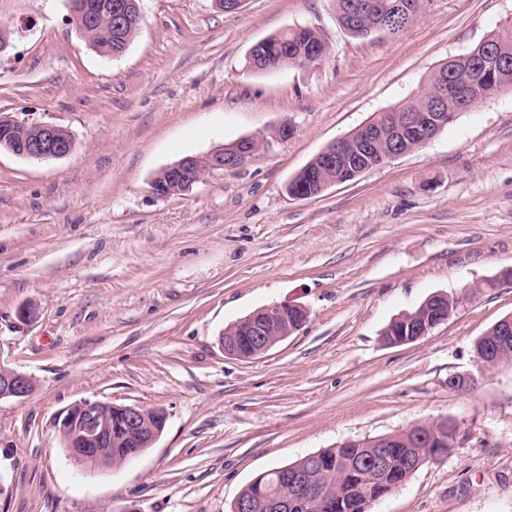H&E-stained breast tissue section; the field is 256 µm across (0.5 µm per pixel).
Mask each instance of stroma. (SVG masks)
<instances>
[{"label": "stroma", "mask_w": 512, "mask_h": 512, "mask_svg": "<svg viewBox=\"0 0 512 512\" xmlns=\"http://www.w3.org/2000/svg\"><path fill=\"white\" fill-rule=\"evenodd\" d=\"M111 59L76 36L68 0H0V113L67 128L69 156L0 151V366L33 377L0 400V512H231L271 468L347 440L450 420L457 444L372 512H512V363L476 340L512 315V94L424 146L309 199L288 182L328 145L411 97L503 23L512 0H421L395 36L351 37L336 0H143ZM317 30L322 64L257 73L251 46ZM294 128L235 170L159 197L187 155ZM474 294H466L468 284ZM462 302L427 336L388 345L398 314ZM277 302L304 327L253 360L227 325ZM35 317L19 321V307ZM470 375L474 385L448 386ZM86 399L161 408L141 455L79 466L53 420Z\"/></svg>", "instance_id": "obj_1"}]
</instances>
